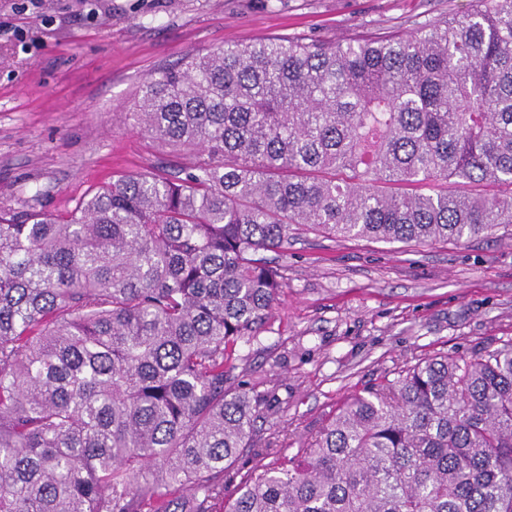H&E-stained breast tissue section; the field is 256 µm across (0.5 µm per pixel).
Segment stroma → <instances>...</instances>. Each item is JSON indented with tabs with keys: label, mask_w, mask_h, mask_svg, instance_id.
I'll list each match as a JSON object with an SVG mask.
<instances>
[{
	"label": "stroma",
	"mask_w": 512,
	"mask_h": 512,
	"mask_svg": "<svg viewBox=\"0 0 512 512\" xmlns=\"http://www.w3.org/2000/svg\"><path fill=\"white\" fill-rule=\"evenodd\" d=\"M472 0H0V208L64 212L172 158L125 114L188 53L270 37L333 41L467 10ZM268 261L285 288L239 343L230 382L271 397L257 426L294 453L345 398L404 365L512 340V226L464 243L309 232Z\"/></svg>",
	"instance_id": "stroma-1"
}]
</instances>
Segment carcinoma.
I'll list each match as a JSON object with an SVG mask.
<instances>
[{
    "mask_svg": "<svg viewBox=\"0 0 512 512\" xmlns=\"http://www.w3.org/2000/svg\"><path fill=\"white\" fill-rule=\"evenodd\" d=\"M130 117L193 168L0 210V512H512V342L400 368L291 456L226 371L284 288L260 253L299 228L512 224V0L189 54ZM245 452L270 462L228 495Z\"/></svg>",
    "mask_w": 512,
    "mask_h": 512,
    "instance_id": "obj_1",
    "label": "carcinoma"
}]
</instances>
